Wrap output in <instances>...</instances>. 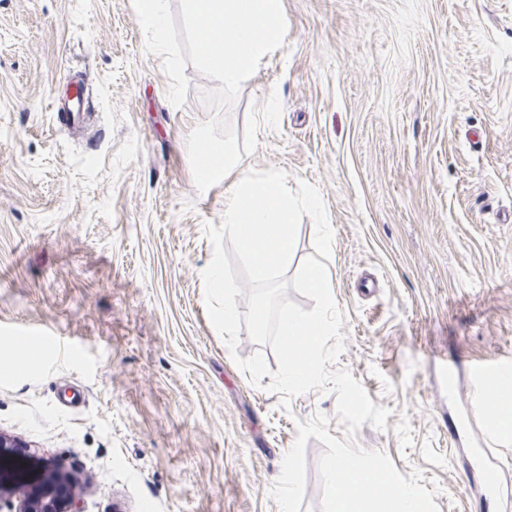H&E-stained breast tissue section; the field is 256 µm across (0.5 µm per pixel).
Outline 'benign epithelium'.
I'll use <instances>...</instances> for the list:
<instances>
[{
    "mask_svg": "<svg viewBox=\"0 0 512 512\" xmlns=\"http://www.w3.org/2000/svg\"><path fill=\"white\" fill-rule=\"evenodd\" d=\"M7 512H80L68 477L52 462L20 451L0 434V509Z\"/></svg>",
    "mask_w": 512,
    "mask_h": 512,
    "instance_id": "1",
    "label": "benign epithelium"
}]
</instances>
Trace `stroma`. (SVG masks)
I'll return each instance as SVG.
<instances>
[{
  "label": "stroma",
  "instance_id": "35a3bbf8",
  "mask_svg": "<svg viewBox=\"0 0 512 512\" xmlns=\"http://www.w3.org/2000/svg\"><path fill=\"white\" fill-rule=\"evenodd\" d=\"M282 7L283 47L231 105L205 104L217 82L189 63L177 108L131 0H0V434L72 476L82 512H279L296 421L342 438L332 389L281 407L235 364L277 369L271 347L243 330L229 351L209 321L226 185L197 190L187 139L224 117L246 170L320 190L332 367L391 411L359 444L437 482L440 512H512V423L471 415L468 388L471 365L512 363V0ZM76 73L81 130L50 106ZM479 457L502 496L467 482Z\"/></svg>",
  "mask_w": 512,
  "mask_h": 512
}]
</instances>
